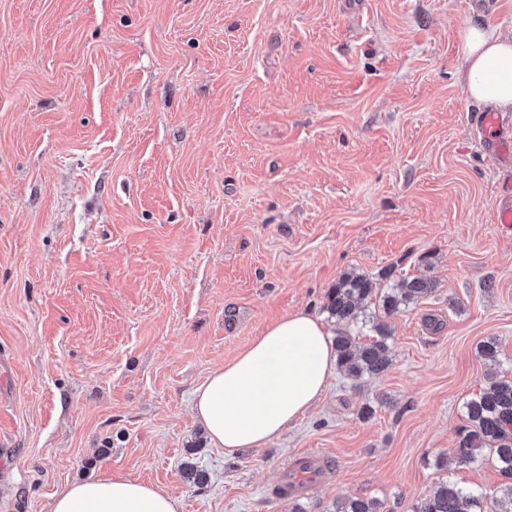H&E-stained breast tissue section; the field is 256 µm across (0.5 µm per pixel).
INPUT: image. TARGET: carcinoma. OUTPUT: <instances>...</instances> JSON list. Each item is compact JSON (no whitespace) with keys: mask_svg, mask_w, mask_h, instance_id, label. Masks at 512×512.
<instances>
[{"mask_svg":"<svg viewBox=\"0 0 512 512\" xmlns=\"http://www.w3.org/2000/svg\"><path fill=\"white\" fill-rule=\"evenodd\" d=\"M381 277L392 280L379 297L378 308L389 317L400 309L415 304L435 290V283L427 277L394 275L388 268ZM374 281L354 272L344 274L325 295L324 310L336 325L333 344L336 366L340 374L361 379L377 377L391 364L389 340L391 334L386 321L378 318L373 323L375 335L367 342L359 341L354 333L362 304L373 296ZM486 361L500 363L499 343L488 339L478 346ZM467 425L459 431L455 448L458 462L465 465L481 463L485 455L495 458L500 486L497 488L498 512H512V379L501 378L491 383L480 396L464 404ZM481 493L445 483L437 491L421 500L413 512H484ZM334 512H384L382 504L373 498L351 496L336 501Z\"/></svg>","mask_w":512,"mask_h":512,"instance_id":"1","label":"carcinoma"}]
</instances>
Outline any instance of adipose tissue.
Segmentation results:
<instances>
[{
	"label": "adipose tissue",
	"instance_id": "ef3b65f1",
	"mask_svg": "<svg viewBox=\"0 0 512 512\" xmlns=\"http://www.w3.org/2000/svg\"><path fill=\"white\" fill-rule=\"evenodd\" d=\"M458 54L468 97L512 111V38L491 25L469 26ZM321 319L298 311L269 324L250 346L213 369L195 390L193 412L225 454L263 448L304 416L324 393L336 365ZM169 492L120 473L69 483L50 512H178Z\"/></svg>",
	"mask_w": 512,
	"mask_h": 512
}]
</instances>
